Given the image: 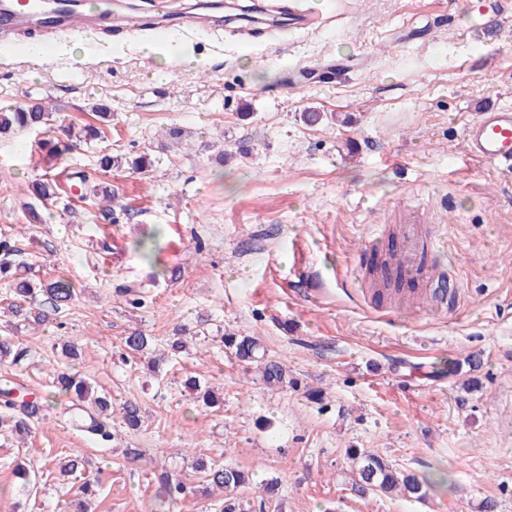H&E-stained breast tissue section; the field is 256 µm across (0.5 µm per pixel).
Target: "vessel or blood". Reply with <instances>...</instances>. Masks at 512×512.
Listing matches in <instances>:
<instances>
[{
  "mask_svg": "<svg viewBox=\"0 0 512 512\" xmlns=\"http://www.w3.org/2000/svg\"><path fill=\"white\" fill-rule=\"evenodd\" d=\"M260 15L286 16L301 29L317 28L320 19L306 0H259ZM201 26H224V0H196L193 9L172 13L154 11L139 16L123 7L101 6L96 0H0V35L27 32L98 34L112 29L151 30L160 34L189 31ZM468 155L504 175L512 174V106L486 109L465 129ZM397 261L407 273L423 263L417 241L405 237Z\"/></svg>",
  "mask_w": 512,
  "mask_h": 512,
  "instance_id": "obj_1",
  "label": "vessel or blood"
}]
</instances>
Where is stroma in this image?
<instances>
[{
  "label": "stroma",
  "mask_w": 512,
  "mask_h": 512,
  "mask_svg": "<svg viewBox=\"0 0 512 512\" xmlns=\"http://www.w3.org/2000/svg\"><path fill=\"white\" fill-rule=\"evenodd\" d=\"M476 3L311 0L331 18L313 33L262 20L248 41L115 30L83 43L78 63L71 35L48 40L39 63L0 54V107L39 102L51 127L105 133L54 158L34 146L43 130L0 139V239L35 281L63 277L78 293L41 325L0 312V331L31 353L21 373L0 361V380L49 405L25 442L0 431V512H72L79 500L88 512H219L222 492L171 503L159 481L202 454L252 472L242 494L264 512H480L487 500L512 512V176L470 159L464 138L478 112L512 105V18L485 43ZM447 11L457 23L435 24ZM149 40L159 56L184 48L202 64L156 68L140 52ZM360 56L362 67L324 68ZM311 110L318 124L303 120ZM107 152L151 165L106 172ZM44 174L60 197L33 214L28 185ZM98 184L115 194L112 218ZM402 224L423 230L429 263L452 275L448 311L376 297L370 260ZM152 236L151 263L138 245ZM183 331L188 352L157 370L122 343L140 332L164 352ZM227 331L259 337L287 365V387L231 357ZM69 340L77 357L62 350ZM469 355L478 370L463 366ZM62 370L113 409L138 401L140 428L99 447L57 414ZM191 376L215 407H196ZM350 448L429 477L425 498L357 496ZM75 450L85 464L63 475ZM19 465L32 475L25 493ZM271 477L277 509L262 501Z\"/></svg>",
  "instance_id": "35a3bbf8"
}]
</instances>
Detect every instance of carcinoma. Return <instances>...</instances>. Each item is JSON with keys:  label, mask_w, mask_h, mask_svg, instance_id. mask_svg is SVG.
<instances>
[{"label": "carcinoma", "mask_w": 512, "mask_h": 512, "mask_svg": "<svg viewBox=\"0 0 512 512\" xmlns=\"http://www.w3.org/2000/svg\"><path fill=\"white\" fill-rule=\"evenodd\" d=\"M50 112L40 104L28 107H5L0 109V138L21 131L36 130L47 125ZM68 141L63 143L58 138H44L39 148L53 154H60L71 149V144L91 142L99 139L101 131L95 126H85L79 132L67 128ZM32 203L29 211L36 212V207L45 206L59 198V185L50 178L36 179L29 185ZM16 252L15 245L8 239L0 240V278H9L11 294L14 301L8 304L11 312L24 319L32 318L40 323L52 313L75 298V289L66 279L60 277L41 289L44 299L37 301L34 282L19 270L13 269L11 256ZM125 347L137 354H146L152 350V338L143 334H134L124 339ZM224 346L231 356L241 362L255 363L263 381L276 387L288 384V367L282 362L270 358L260 341L254 336H237L229 334L224 337ZM29 350L16 346L6 340H0V359H10L11 365L19 368L26 363ZM53 384L57 392L66 397L61 414L66 415L73 424L95 436L101 444L114 439L116 428L112 426V402L102 396L94 399L95 408L84 405L91 396V389L86 380L66 372L57 373ZM18 388L7 379L0 383V427H6L19 435L31 433L32 425L42 419L43 404L37 400L26 401L15 396ZM122 424L128 431L139 428L142 421V407L136 401H128L122 407ZM352 458V473L357 491L365 494L369 491H396L408 498L421 499L425 495V480L411 471L399 470L386 462L380 455L349 449ZM195 473L201 475V481L224 490L222 512H251L248 501L239 497L238 491L251 483L252 474L234 466H224L203 457L193 463ZM163 487L168 497L177 500L195 491L186 478L162 476Z\"/></svg>", "instance_id": "obj_1"}]
</instances>
